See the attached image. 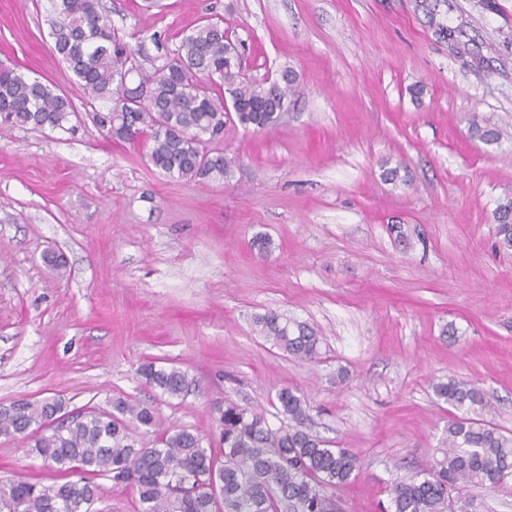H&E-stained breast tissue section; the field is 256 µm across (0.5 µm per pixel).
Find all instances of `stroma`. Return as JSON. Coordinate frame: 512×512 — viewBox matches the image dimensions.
<instances>
[{"label": "stroma", "instance_id": "stroma-1", "mask_svg": "<svg viewBox=\"0 0 512 512\" xmlns=\"http://www.w3.org/2000/svg\"><path fill=\"white\" fill-rule=\"evenodd\" d=\"M102 3L120 33L172 46L221 22L248 46L246 79L289 69L299 93L275 127L227 122L233 174L205 185L89 124L0 133V407L123 396L217 448L214 402L275 425L287 386L305 396L308 427L358 461L336 492L342 512H382L391 482L439 456L451 408L435 384L478 382L489 421L512 433V254L491 222L512 197V0H442L450 42L419 0ZM47 7L0 0V63L82 102ZM474 116L502 124L501 141L473 139ZM394 167L400 180H385ZM52 252L64 276L44 264ZM270 310L318 329L315 362L257 333ZM146 360L186 371L187 395L146 385ZM15 476L51 480L22 440L0 436V479Z\"/></svg>", "mask_w": 512, "mask_h": 512}]
</instances>
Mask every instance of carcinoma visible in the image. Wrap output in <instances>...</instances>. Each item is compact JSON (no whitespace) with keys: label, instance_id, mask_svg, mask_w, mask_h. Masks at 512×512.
I'll return each instance as SVG.
<instances>
[{"label":"carcinoma","instance_id":"1","mask_svg":"<svg viewBox=\"0 0 512 512\" xmlns=\"http://www.w3.org/2000/svg\"><path fill=\"white\" fill-rule=\"evenodd\" d=\"M48 3L53 48L85 90L84 111L54 84L0 64L1 130L68 132L87 119L108 139H146L148 162L165 176L205 183L231 171L232 159L208 148L224 138L229 112L241 126L262 130L280 122L295 93L288 70L281 85L244 80L238 47L224 41L217 23L198 26L173 49L154 34L151 52L144 41L132 46L112 29L100 0ZM128 72L145 101L117 103ZM469 131L484 142L502 138L488 119H470ZM492 223L498 248L512 250V198L495 206ZM255 326L298 361L319 354V332L306 322L267 311L255 317ZM139 374L168 398H181L190 387L188 374L174 365L148 360ZM435 392L461 411L448 418V448L421 473L393 483L389 512H469L468 488L496 491L512 477V437L469 416L490 407L485 391L450 379ZM276 400L284 418L276 428L264 412L231 399L216 406L220 450L204 446V436L187 428H160L152 406L120 396L112 410L89 408L56 430L42 426L64 408L62 399L17 400L0 410V435L22 437L28 453L58 478L49 484L0 480V512H93L100 499L96 476L131 486L140 512H336V490L355 477L356 458L304 427L309 407L300 392L283 387ZM139 428L157 435L154 447L138 443Z\"/></svg>","mask_w":512,"mask_h":512}]
</instances>
